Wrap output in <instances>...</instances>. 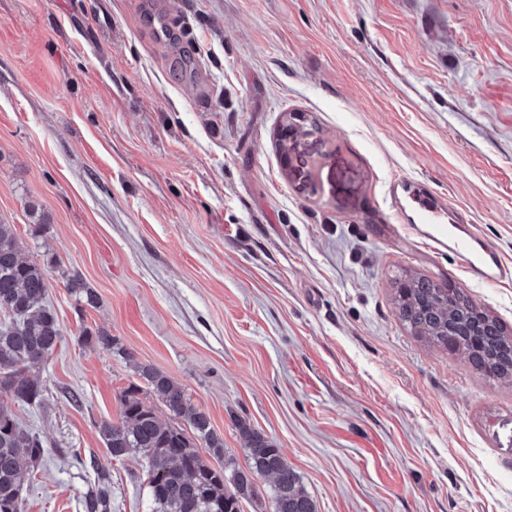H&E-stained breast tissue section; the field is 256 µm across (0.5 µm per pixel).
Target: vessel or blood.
<instances>
[{
  "label": "vessel or blood",
  "instance_id": "b4317fda",
  "mask_svg": "<svg viewBox=\"0 0 512 512\" xmlns=\"http://www.w3.org/2000/svg\"><path fill=\"white\" fill-rule=\"evenodd\" d=\"M420 222L428 229L426 237L431 248L459 256L465 274L491 285L512 281V266L504 263L472 227L444 223L441 210L426 203L420 206Z\"/></svg>",
  "mask_w": 512,
  "mask_h": 512
}]
</instances>
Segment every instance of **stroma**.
Wrapping results in <instances>:
<instances>
[{
	"label": "stroma",
	"instance_id": "1",
	"mask_svg": "<svg viewBox=\"0 0 512 512\" xmlns=\"http://www.w3.org/2000/svg\"><path fill=\"white\" fill-rule=\"evenodd\" d=\"M409 192L512 264V0H0V222L62 331L42 405L0 396L46 447L25 512H81L91 459L112 512H149L98 433L126 351L237 464L236 419L262 430L317 512H512V381L393 304L406 271L512 330V282L424 244Z\"/></svg>",
	"mask_w": 512,
	"mask_h": 512
}]
</instances>
